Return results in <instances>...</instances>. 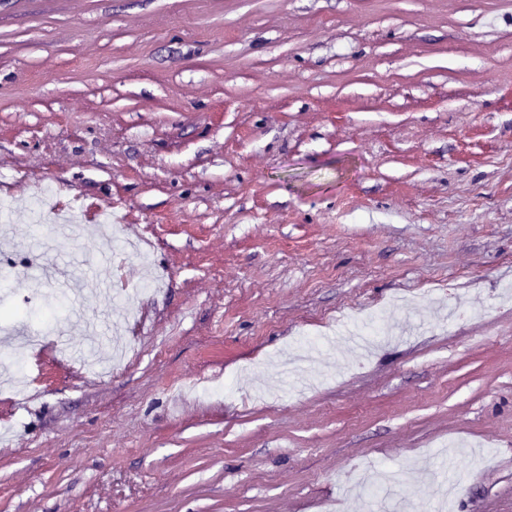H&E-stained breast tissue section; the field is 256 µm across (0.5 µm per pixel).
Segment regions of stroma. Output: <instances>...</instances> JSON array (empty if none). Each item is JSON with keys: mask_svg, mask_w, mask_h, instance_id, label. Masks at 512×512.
<instances>
[{"mask_svg": "<svg viewBox=\"0 0 512 512\" xmlns=\"http://www.w3.org/2000/svg\"><path fill=\"white\" fill-rule=\"evenodd\" d=\"M48 195L116 248L0 287V512H512V0H0V257Z\"/></svg>", "mask_w": 512, "mask_h": 512, "instance_id": "obj_1", "label": "stroma"}]
</instances>
